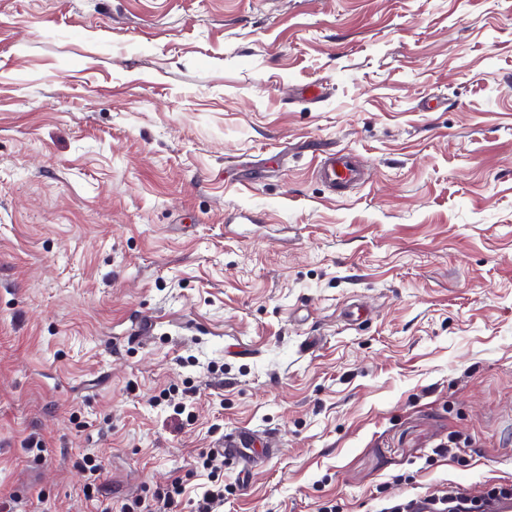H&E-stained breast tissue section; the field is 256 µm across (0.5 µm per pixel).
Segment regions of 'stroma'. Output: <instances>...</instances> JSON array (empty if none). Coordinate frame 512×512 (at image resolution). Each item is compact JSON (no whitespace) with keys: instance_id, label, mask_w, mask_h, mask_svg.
Segmentation results:
<instances>
[{"instance_id":"stroma-1","label":"stroma","mask_w":512,"mask_h":512,"mask_svg":"<svg viewBox=\"0 0 512 512\" xmlns=\"http://www.w3.org/2000/svg\"><path fill=\"white\" fill-rule=\"evenodd\" d=\"M503 480L512 0H0V512ZM321 179L331 188H347L355 185L362 177L359 168L345 162L341 157L325 159L319 169ZM251 439L243 433H233L225 435L224 448H215L217 453L224 457V460L232 463L242 464L243 468L249 467L252 463V456L244 452L243 449L250 448Z\"/></svg>"}]
</instances>
